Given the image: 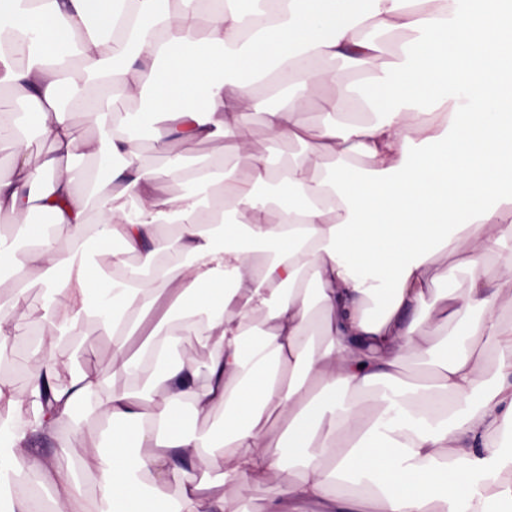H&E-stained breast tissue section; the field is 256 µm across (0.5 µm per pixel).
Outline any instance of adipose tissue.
Masks as SVG:
<instances>
[{"mask_svg":"<svg viewBox=\"0 0 512 512\" xmlns=\"http://www.w3.org/2000/svg\"><path fill=\"white\" fill-rule=\"evenodd\" d=\"M263 2L252 29L225 0H0V88L38 114L49 145L32 161L23 115L0 113L12 148L0 213L50 218L25 252L0 238V267L21 282L0 299V340L30 331L43 347L25 398L0 383V512H32L9 488L32 471L54 512H242L256 487L259 512H503L512 500V5ZM148 89L160 169L127 123ZM318 94L328 120L310 126L299 114ZM76 111L96 136L76 134ZM255 119L303 153L225 173L249 154ZM193 143L213 150L188 161ZM172 182L196 197L169 196ZM116 240L137 263L111 253L121 277L92 287ZM35 274L47 288L25 330L15 315ZM456 274L464 291L437 290ZM89 321L111 336L127 388L58 360ZM448 327L452 342L432 338ZM411 354L424 377L406 383ZM82 408L98 429L28 454ZM218 409V430L176 425Z\"/></svg>","mask_w":512,"mask_h":512,"instance_id":"obj_1","label":"adipose tissue"}]
</instances>
